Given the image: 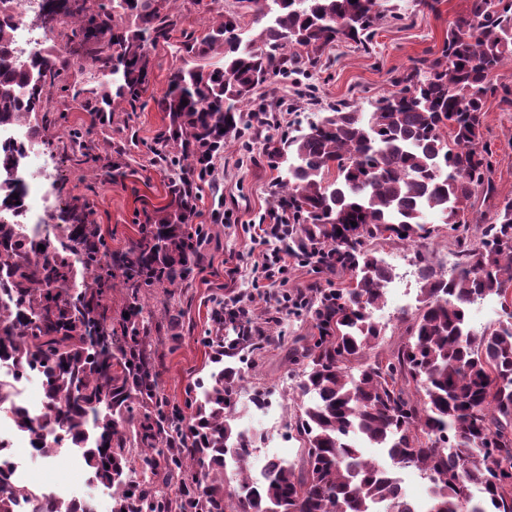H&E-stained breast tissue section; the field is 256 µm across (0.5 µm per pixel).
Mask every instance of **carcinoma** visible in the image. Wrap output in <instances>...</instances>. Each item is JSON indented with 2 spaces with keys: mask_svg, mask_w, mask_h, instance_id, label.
<instances>
[{
  "mask_svg": "<svg viewBox=\"0 0 512 512\" xmlns=\"http://www.w3.org/2000/svg\"><path fill=\"white\" fill-rule=\"evenodd\" d=\"M264 21L243 40L240 15L219 13L206 36L184 44L157 105L167 124L155 149L170 172L167 203L139 238L112 250L88 205L77 198L46 213L51 238L30 237L22 221L0 219V361L36 370L45 399L31 410L0 385V418L34 436L42 458L78 452L92 481L112 489L111 512H409L390 474L363 457L357 437L389 451L435 489L436 512H512V199L495 222L475 211L478 191L495 192L482 115L490 76L512 60V0H469L448 29L441 55L424 57L395 80L396 90L363 115L342 104L280 141L272 166L284 168L280 203L295 224L299 251L328 253L344 288L310 290L304 310L315 333L294 338L300 366L292 424L300 463H271L260 483L248 462L260 435L236 424L245 380L243 354L281 345L282 336L206 337L212 368L187 386L183 404L165 394L152 342L179 336L153 324L146 299L187 285L208 233L192 223L194 186L250 122L245 108L268 80L316 66L337 43L367 49L380 0H239ZM65 55L11 49L0 25V125L22 123L35 141L45 103L64 81L78 46L92 45L103 88L74 87L72 99L105 125L114 105L135 101L149 74L147 43L168 38L173 21L158 0H110L95 15L71 12ZM187 104H182V101ZM23 147L0 146V212L17 209L14 178ZM448 225L457 262L446 272L415 256L418 306L401 318L405 341L378 351L392 271L374 255L378 241L417 245ZM121 291L112 316V291ZM496 296L503 319L475 332L469 306ZM128 317H123V314ZM238 469L227 489L226 466ZM0 454V512H14L29 486L7 480ZM183 474L176 488L171 479ZM35 512H91L66 496Z\"/></svg>",
  "mask_w": 512,
  "mask_h": 512,
  "instance_id": "obj_1",
  "label": "carcinoma"
}]
</instances>
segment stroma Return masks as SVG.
<instances>
[{
  "instance_id": "stroma-1",
  "label": "stroma",
  "mask_w": 512,
  "mask_h": 512,
  "mask_svg": "<svg viewBox=\"0 0 512 512\" xmlns=\"http://www.w3.org/2000/svg\"><path fill=\"white\" fill-rule=\"evenodd\" d=\"M467 5L468 0H441L438 12L431 13L423 10L418 0H382L384 18L370 51L335 45L326 50L320 66L277 76L257 89V96L277 101V121L243 130L215 159L214 175L202 186L195 217L196 223L209 226L210 240L203 250L202 265L188 286L176 289L174 295L183 311L174 327L181 341L174 349L166 344L153 347L162 385L172 402H183L187 384L207 374L209 350L201 338L218 327L214 311L224 300L238 297L248 301L254 321L260 323L277 307L280 290L253 271V244L244 230L276 206L279 172L269 163V146L293 129L306 127L316 106L345 102L371 111L377 98L393 91V81L401 72L417 60L441 52L449 27L465 14ZM162 8L174 16L170 37L148 44V82L135 106L125 105L114 112L108 128L85 133L86 142L94 146L92 158L78 160L67 137L70 128L86 127L87 112L58 87L53 88L49 103L46 181L51 188L47 206L53 209L70 197H82L92 209L91 222L100 226L115 250L136 240L147 212L167 202L168 172L155 164L153 156L166 126L156 99L165 91L171 73L183 65L184 44L201 40L218 12H235L239 5L237 0H217L205 9L196 0H164ZM491 83L495 92L487 97L482 131L494 152L496 194L481 205L490 221L498 207L512 199V62L496 71ZM115 160L124 163L126 171L117 183L106 175L107 164ZM377 251L394 269L395 285L417 295L413 248L391 239L380 242ZM288 352L284 345L264 358H245L246 389L280 395L283 406H290L296 378L290 373ZM28 469L32 483L51 481L59 493L89 483L85 468L74 466L67 455L51 460L30 456Z\"/></svg>"
}]
</instances>
